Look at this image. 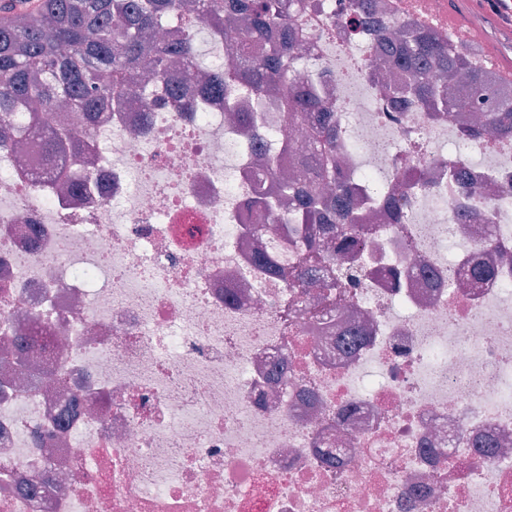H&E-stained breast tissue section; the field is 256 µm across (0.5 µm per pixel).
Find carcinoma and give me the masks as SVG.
<instances>
[{"label": "carcinoma", "instance_id": "obj_1", "mask_svg": "<svg viewBox=\"0 0 512 512\" xmlns=\"http://www.w3.org/2000/svg\"><path fill=\"white\" fill-rule=\"evenodd\" d=\"M0 11V150L39 134L43 113L60 105L74 117L91 121L95 113L110 108L135 90L141 70L149 68L158 83L172 91L174 107L195 112L214 93L224 96L229 108L235 96L248 88L263 97L274 84L292 78L290 64L299 51L292 37L294 5L301 0H192L183 15L186 33L170 44L153 38V32L179 10L181 0H30ZM350 28L368 31L374 44L395 58L407 74L405 90L414 97L443 107L453 106L476 114L472 135L483 138L492 131L512 138V91H505L499 76L455 54L445 44L415 28L399 38L382 19L376 0H349ZM205 27L214 46L238 55L258 41L269 43L261 54L244 62L214 69L195 80L199 94H179L183 77L197 65L196 29ZM107 82H101V75ZM288 112L306 117L336 112V103L304 89L284 96ZM24 113L20 124L11 121ZM313 152L319 164L307 157L301 176L308 183L303 210L320 217L307 247L314 251L331 232L336 213L350 217L359 205L345 186V171L338 161L336 121L310 125ZM54 145L61 151L78 146L77 135L56 130Z\"/></svg>", "mask_w": 512, "mask_h": 512}]
</instances>
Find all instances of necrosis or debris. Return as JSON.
Instances as JSON below:
<instances>
[{
	"instance_id": "necrosis-or-debris-1",
	"label": "necrosis or debris",
	"mask_w": 512,
	"mask_h": 512,
	"mask_svg": "<svg viewBox=\"0 0 512 512\" xmlns=\"http://www.w3.org/2000/svg\"><path fill=\"white\" fill-rule=\"evenodd\" d=\"M386 3L447 40L448 0ZM347 6L304 0L295 66L350 100L352 168L408 188L397 224L351 180L361 250L307 257L294 203L246 209L272 183L220 97L180 112L140 84L65 192L48 142L0 151V512H512V141L448 153L468 113L396 110ZM281 97L238 109L267 105L295 172L308 128Z\"/></svg>"
}]
</instances>
